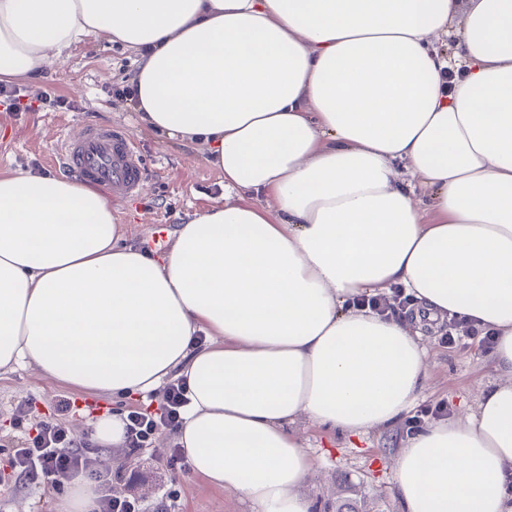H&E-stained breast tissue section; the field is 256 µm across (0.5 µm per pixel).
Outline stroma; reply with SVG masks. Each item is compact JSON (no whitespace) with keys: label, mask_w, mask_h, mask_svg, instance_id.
Segmentation results:
<instances>
[{"label":"stroma","mask_w":512,"mask_h":512,"mask_svg":"<svg viewBox=\"0 0 512 512\" xmlns=\"http://www.w3.org/2000/svg\"><path fill=\"white\" fill-rule=\"evenodd\" d=\"M136 67L132 51L91 35L52 62L41 76L21 82L28 99L48 91L64 98L67 105L16 112L0 102V127L8 131L0 138V172L58 174L55 149L60 131L73 133L87 123L124 127L138 145L147 183L139 195L113 201L112 206L118 223L130 225L133 245L154 257L164 251L156 242V231L172 228L187 214L223 201L224 177L207 162L203 147L150 131L131 102L113 98V86L128 84ZM439 336L434 330L423 338L431 368L419 401L444 399L458 413L473 406L490 381L488 354L478 341L465 337L450 346L441 343ZM67 390V385L48 382L31 369L0 374V469L11 459L16 405L28 402L29 420L36 423L53 416L54 395ZM406 430L402 419L389 430L350 438L306 421L298 424L316 467L315 476L302 489L308 512H336L342 504L352 512H403L395 492V473L398 452L408 438ZM172 444L169 432L162 431L153 447L123 449L122 460L112 464L117 473L109 484L113 494H126L124 477L135 469L146 478L138 489L145 512H261L259 506L230 497L203 477L168 469L158 451ZM60 488L59 494L46 498L39 481L19 477L10 489L0 490V512H64L69 478L61 479Z\"/></svg>","instance_id":"stroma-1"}]
</instances>
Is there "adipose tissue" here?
Returning a JSON list of instances; mask_svg holds the SVG:
<instances>
[{
  "instance_id": "adipose-tissue-1",
  "label": "adipose tissue",
  "mask_w": 512,
  "mask_h": 512,
  "mask_svg": "<svg viewBox=\"0 0 512 512\" xmlns=\"http://www.w3.org/2000/svg\"><path fill=\"white\" fill-rule=\"evenodd\" d=\"M98 33L139 53L142 121L205 146L224 202L152 258L100 193L0 174V374L141 399L183 381L192 472L308 512L292 425L392 428L429 376L425 322L462 318L494 333V379L407 440L396 491L512 512V0H0V82ZM395 287L412 315L355 305Z\"/></svg>"
}]
</instances>
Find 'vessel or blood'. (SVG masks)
<instances>
[{"label":"vessel or blood","instance_id":"b4317fda","mask_svg":"<svg viewBox=\"0 0 512 512\" xmlns=\"http://www.w3.org/2000/svg\"><path fill=\"white\" fill-rule=\"evenodd\" d=\"M58 163L83 181L108 189L115 197L140 193L146 183L136 142L111 125L89 124L80 135L62 137Z\"/></svg>","mask_w":512,"mask_h":512}]
</instances>
